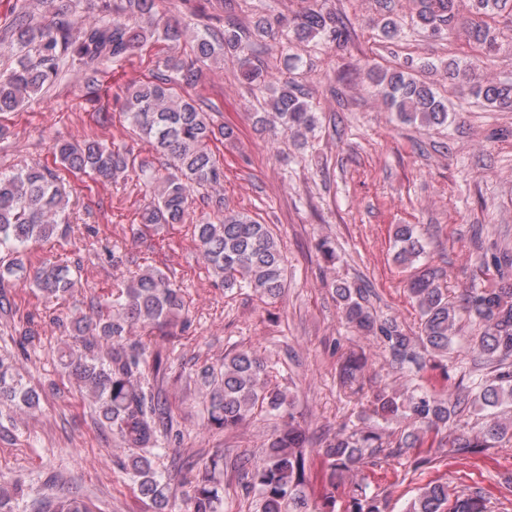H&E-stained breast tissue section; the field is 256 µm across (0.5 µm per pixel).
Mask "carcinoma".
I'll return each instance as SVG.
<instances>
[{
    "label": "carcinoma",
    "instance_id": "1",
    "mask_svg": "<svg viewBox=\"0 0 512 512\" xmlns=\"http://www.w3.org/2000/svg\"><path fill=\"white\" fill-rule=\"evenodd\" d=\"M411 31L438 36L452 30L460 13L470 17V37L486 51L495 48L499 32L489 21L512 19V0H415ZM52 19L35 20L23 4L12 26L16 41L35 51L36 60L23 58L11 71L0 72V112L16 111L44 85L55 81L62 66L72 62L83 68L88 82H96L101 67L112 59L132 54L148 39L157 37L176 47L191 37L193 56L170 57L165 68L185 81L198 76L200 66L217 62L226 53L241 55V67L252 88L273 92L269 110L255 112L260 129L277 137V132L300 141L317 125V116L305 101V93L291 82L274 85L273 74L254 64L245 51L253 42L275 38L283 27L300 41L316 38L341 48L348 43L349 31L335 11L315 6L283 24L266 14L257 16L252 28L224 27L221 37L166 22L162 27L138 28L105 14L91 21L77 15L64 0H45ZM389 3L380 0L384 14L378 25L379 37L392 41L404 34L391 17ZM155 0H120L116 10L129 18L149 15ZM450 81L469 89L484 106L512 110V82L481 79L470 64L450 59L443 64ZM370 88L383 96L391 111L406 124L443 126L448 124V105L432 86L413 73L398 68L371 70ZM177 79L159 74L154 80L125 89L123 107L131 125L149 139L160 154L170 160L173 173L160 180L142 213L143 224H182L193 196L224 180V170L208 147L224 127L214 123L197 100L176 92ZM59 164L66 170L108 181L135 167L130 151L109 147L97 139L56 145ZM72 200L60 185L57 174L48 167H24L9 174L0 172V247L12 258L0 265V288L21 282L37 288L51 302L70 293L77 282L66 266L44 260L39 266L27 263L30 247L70 231L67 210ZM217 220L192 225L199 256L220 278L224 290L247 288L262 299L277 300L286 282L285 256L269 225L247 213L231 210L224 198L215 199ZM395 261L412 266L426 252L423 239L409 224L396 225ZM439 270L422 267L408 284V292L420 316V335L410 336L394 320H380L369 302L365 287L340 283L334 291L341 316L358 333L378 340L391 359L407 363L415 372L436 368V358L453 350L463 340L459 336L460 315L465 314L480 330L468 340L473 353L475 378L456 393L435 384L404 390L379 388L370 401L371 416L386 424L406 423L396 441L386 439L381 428L363 425L339 430L321 449L327 463L329 482L357 470L366 460L400 457L412 448H429L434 453L480 454L512 441V287L465 290L460 304L448 299ZM112 316L95 323L74 319L73 344L64 354V366L83 383L97 405L99 423L116 430L124 443L140 453L119 462L132 471L138 491L149 499L157 512H170L168 484L153 465V449L159 434L168 430L166 407L146 392L139 378L148 363L146 348L123 341L127 328L170 324L184 309L182 289L159 268H147L133 276L112 301ZM94 340L82 338L84 331ZM98 345L112 348L109 361L94 353ZM366 359L349 355L341 366L344 385L353 387L362 377ZM201 378L212 386L205 427H237L254 411L274 417L288 416V426L268 442L262 463L252 466L247 488L256 498L257 512H309L304 494L307 461L303 452L305 433L294 422L292 402L270 380V370L255 352L239 349L224 356L220 369L205 367ZM0 403L19 409H34L39 398L25 387L12 366L0 361ZM471 404L486 412L484 421L471 428L457 425L461 406ZM456 430L447 440L435 435L449 424ZM224 467V457L215 455L197 469L190 481L188 500L192 512H217L224 489L213 473ZM24 480L16 478L12 487L0 488V512H14V496L23 491ZM36 512H88L85 503L71 495L47 500ZM347 512H387L386 499L354 484L348 490ZM406 512H490L479 489L450 492L448 483L434 481L419 489Z\"/></svg>",
    "mask_w": 512,
    "mask_h": 512
}]
</instances>
